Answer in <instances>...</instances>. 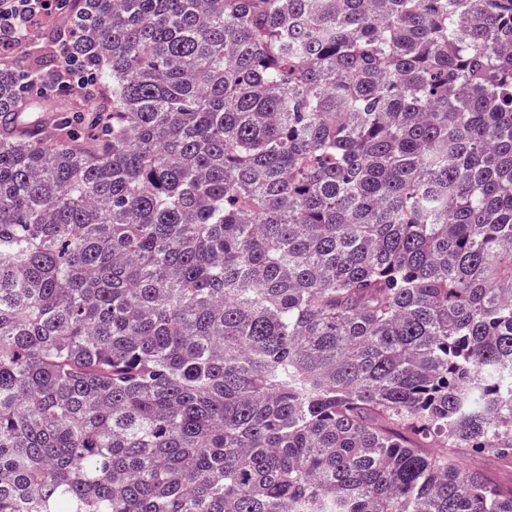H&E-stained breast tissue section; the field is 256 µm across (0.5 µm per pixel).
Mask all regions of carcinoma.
Here are the masks:
<instances>
[{
    "mask_svg": "<svg viewBox=\"0 0 512 512\" xmlns=\"http://www.w3.org/2000/svg\"><path fill=\"white\" fill-rule=\"evenodd\" d=\"M0 63V512H512V0H74ZM72 58L107 121H50ZM460 456L466 470L493 472L505 481L510 480V478L512 479V469L510 471L509 469L500 468L497 462L491 457L475 454L466 449L460 450Z\"/></svg>",
    "mask_w": 512,
    "mask_h": 512,
    "instance_id": "1",
    "label": "carcinoma"
}]
</instances>
